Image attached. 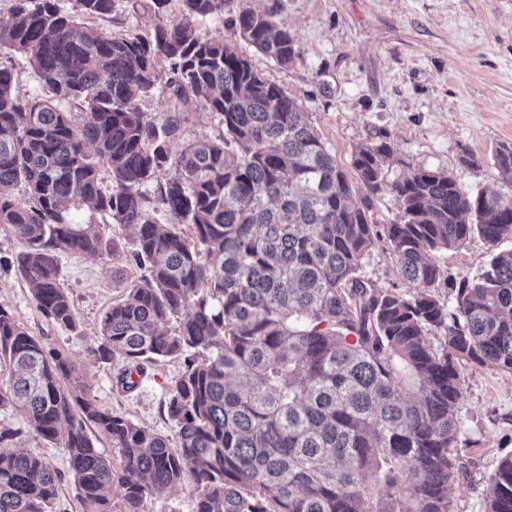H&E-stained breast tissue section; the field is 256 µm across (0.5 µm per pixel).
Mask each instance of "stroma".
<instances>
[{"label": "stroma", "instance_id": "1", "mask_svg": "<svg viewBox=\"0 0 512 512\" xmlns=\"http://www.w3.org/2000/svg\"><path fill=\"white\" fill-rule=\"evenodd\" d=\"M268 13L293 33L299 57L276 65L247 42L239 49L256 69L299 99L309 120L338 163L376 133L390 137L388 179L417 170H446L467 194L512 196L492 154L512 143V0H231ZM490 259L479 236L441 252L449 275H475ZM61 280L74 304L77 331L48 321L27 283L12 270L0 271V303L7 304L31 335L70 354L84 366V380L100 406L177 442L163 412L183 362L169 359L147 369L139 388L117 392L113 378L121 360L98 361L103 314L120 300L112 283V261L71 253L58 256ZM361 276L380 287L412 293L390 253L374 244ZM460 432L451 453L460 470L449 490L452 512H486L488 478L512 455V374L472 366L463 369ZM9 448L46 457L60 476L56 512H82L74 479L62 452L37 437L25 417L0 408V431Z\"/></svg>", "mask_w": 512, "mask_h": 512}]
</instances>
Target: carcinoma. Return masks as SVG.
<instances>
[{
	"label": "carcinoma",
	"mask_w": 512,
	"mask_h": 512,
	"mask_svg": "<svg viewBox=\"0 0 512 512\" xmlns=\"http://www.w3.org/2000/svg\"><path fill=\"white\" fill-rule=\"evenodd\" d=\"M141 1L152 30L113 35L91 24L119 0H12L0 51L25 56L47 96L21 95L0 67V227L20 246L7 267L46 319L72 331L58 253L114 256L98 215L134 230L125 260L145 274L129 283L114 269L125 293L88 355L124 363L113 383L123 393L146 366L183 359L164 401L178 447L101 407L80 364L46 349L3 304L0 406L62 451L83 512H111L116 485L121 512H142L147 496L187 475L194 512H451L462 368L512 374V249H500L512 241V196L464 194L442 170L389 181L383 139L345 169L298 99L236 42L199 27L229 0H177L175 25L164 21L170 0H125ZM232 25L281 67L299 57L294 35L265 13L242 6ZM161 67L179 103L210 112L220 135L171 155L180 115L142 110ZM493 162L512 182L511 143ZM162 169L168 224L142 191ZM380 192L399 203L392 224L370 216ZM80 205L86 224L67 217ZM474 234L490 247L488 266L449 277L437 252ZM376 242L414 292L361 277ZM443 284L451 305L435 291ZM59 492L44 456L0 448V512H54ZM487 501V512H512V456L490 475Z\"/></svg>",
	"instance_id": "carcinoma-1"
}]
</instances>
